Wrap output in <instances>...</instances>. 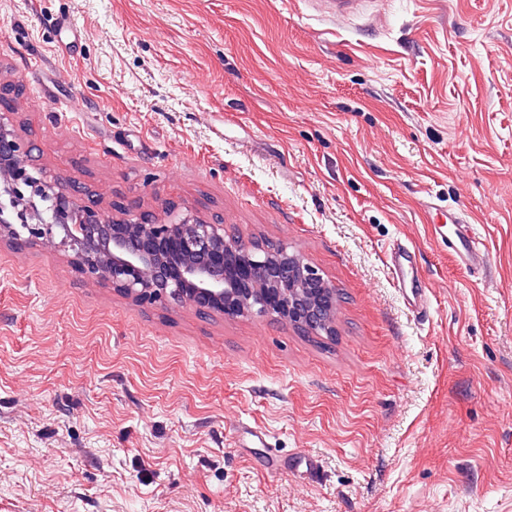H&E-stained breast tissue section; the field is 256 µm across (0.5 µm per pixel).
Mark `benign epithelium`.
Segmentation results:
<instances>
[{
    "label": "benign epithelium",
    "mask_w": 512,
    "mask_h": 512,
    "mask_svg": "<svg viewBox=\"0 0 512 512\" xmlns=\"http://www.w3.org/2000/svg\"><path fill=\"white\" fill-rule=\"evenodd\" d=\"M15 92L0 86V184L9 195V204L0 202V242L64 251L87 279L140 304L172 299L202 315H272L305 332L334 334L336 288L301 254L246 245L219 217L173 207L162 217L118 205L106 211L87 188L34 164L14 129Z\"/></svg>",
    "instance_id": "7a95c632"
}]
</instances>
